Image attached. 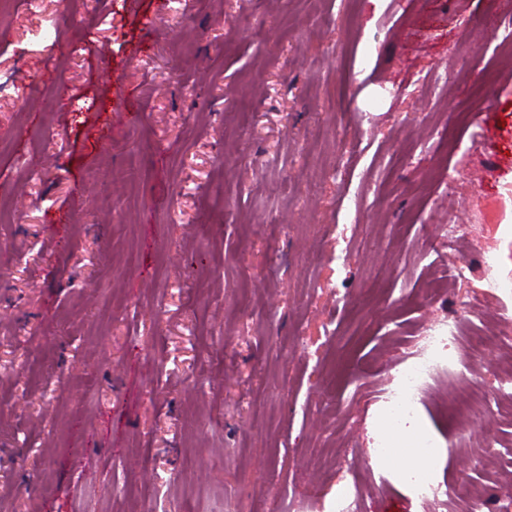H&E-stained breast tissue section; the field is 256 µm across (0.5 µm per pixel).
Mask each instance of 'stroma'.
<instances>
[{
    "label": "stroma",
    "instance_id": "obj_1",
    "mask_svg": "<svg viewBox=\"0 0 512 512\" xmlns=\"http://www.w3.org/2000/svg\"><path fill=\"white\" fill-rule=\"evenodd\" d=\"M24 2L0 6V199L26 203L0 223V512H325L338 467L363 512H467L374 463L377 396L431 316L512 332V0ZM482 247L496 294L429 297ZM488 365L460 349L418 424L435 479L500 512ZM480 390L458 446L439 406Z\"/></svg>",
    "mask_w": 512,
    "mask_h": 512
}]
</instances>
